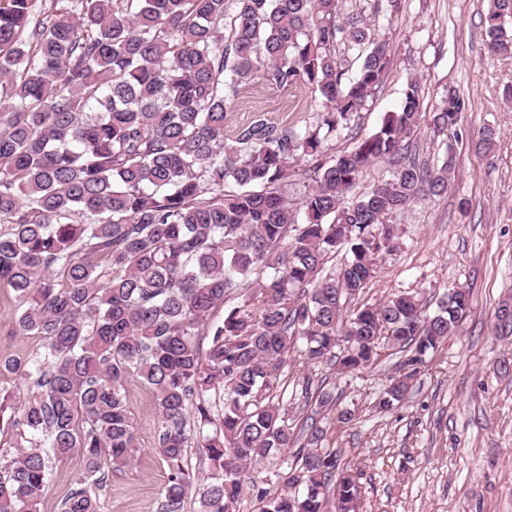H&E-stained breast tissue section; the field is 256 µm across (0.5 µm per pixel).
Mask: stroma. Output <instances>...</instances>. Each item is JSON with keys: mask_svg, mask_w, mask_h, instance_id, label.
<instances>
[{"mask_svg": "<svg viewBox=\"0 0 512 512\" xmlns=\"http://www.w3.org/2000/svg\"><path fill=\"white\" fill-rule=\"evenodd\" d=\"M488 0H404L393 24H376L391 58L379 92L348 129L324 144L325 157L352 151L386 113L397 111L408 80L421 86L423 110H433L447 87L469 101L448 145L454 175L441 196L421 194L394 215L400 247L382 264L361 300L372 303L399 291L416 292L427 313L453 288L470 291V308L455 335L425 361L402 402L389 412L374 404L392 378L396 357L341 375L330 365L288 360L282 379L311 375L350 409L353 423L333 424L331 449L359 474L361 512H512V375L496 365L512 357V338L494 330L498 304L512 297V108L503 96L512 59L484 50L481 18ZM322 109L318 92L267 83L246 87L232 103L225 131L265 114L278 123L312 124ZM497 132L491 150L475 149L483 127ZM16 309L0 289V358H26L37 341L6 335ZM141 448L132 468L110 475L100 492L102 512H158L168 468L154 446L158 408L152 394L129 380Z\"/></svg>", "mask_w": 512, "mask_h": 512, "instance_id": "1", "label": "stroma"}]
</instances>
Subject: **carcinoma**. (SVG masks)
<instances>
[{"mask_svg": "<svg viewBox=\"0 0 512 512\" xmlns=\"http://www.w3.org/2000/svg\"><path fill=\"white\" fill-rule=\"evenodd\" d=\"M59 2L0 0V288L17 303L9 333L38 339L26 363L0 359V376L25 383L21 394L0 389L15 448L0 470V512H39L53 463L74 456L62 512H101L98 491L140 448L130 378L159 409L154 445L169 466L160 512H184L189 448L211 471L201 512H240L246 496L254 512H358L357 473L326 448L331 395L303 378L297 428L277 401L280 372L294 355L345 373L386 346L404 352L407 373L376 403L387 411L457 330L469 307L462 288L429 317L409 291L347 308L398 248L390 218L447 191L453 149L431 165L408 156L409 142L424 124L438 136L456 130L466 99L450 87L423 112L412 80L397 111L324 162V141L390 65L364 6ZM401 10L402 0H374L378 18ZM510 18L512 0H488L487 53L512 58ZM260 80L315 89L317 123L258 114L224 137L230 102ZM300 158L314 173L301 224L283 192ZM379 160L390 178L348 198ZM511 306L495 312L506 338ZM270 457L281 470L263 476Z\"/></svg>", "mask_w": 512, "mask_h": 512, "instance_id": "1", "label": "carcinoma"}]
</instances>
